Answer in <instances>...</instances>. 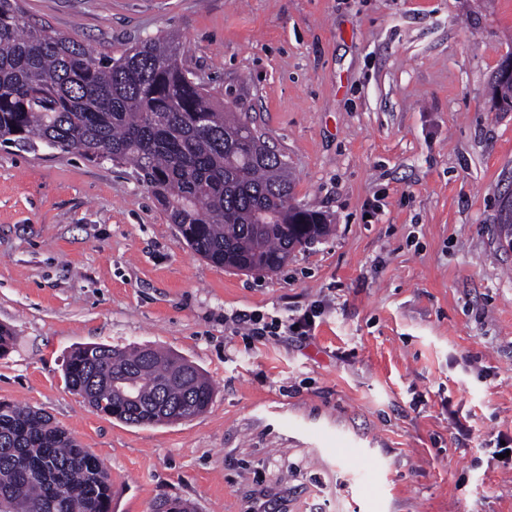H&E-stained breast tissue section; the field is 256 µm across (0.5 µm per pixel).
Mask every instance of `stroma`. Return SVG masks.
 I'll return each mask as SVG.
<instances>
[{"label": "stroma", "instance_id": "1", "mask_svg": "<svg viewBox=\"0 0 512 512\" xmlns=\"http://www.w3.org/2000/svg\"><path fill=\"white\" fill-rule=\"evenodd\" d=\"M119 56L177 39L216 104L286 155L330 230L275 273L214 265L129 166L0 145V401L104 465L112 512H512V252L497 242L512 111L491 82L512 0H22ZM317 306L307 336L288 326ZM279 324L262 339L236 312ZM175 352L199 416L134 426L69 390L79 345Z\"/></svg>", "mask_w": 512, "mask_h": 512}]
</instances>
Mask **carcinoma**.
<instances>
[{
  "instance_id": "cac0c4a2",
  "label": "carcinoma",
  "mask_w": 512,
  "mask_h": 512,
  "mask_svg": "<svg viewBox=\"0 0 512 512\" xmlns=\"http://www.w3.org/2000/svg\"><path fill=\"white\" fill-rule=\"evenodd\" d=\"M179 46L150 38L117 57L30 24L20 0H0V145L43 143L89 160L131 164L170 223L211 263L275 273L329 230L291 203L286 156L253 123L210 95L179 62ZM494 91L512 110V59ZM512 240V210L497 213ZM65 383L97 411L135 426L202 414L214 394L190 361L144 346L73 350ZM103 464L46 414L0 403V512H111ZM153 512H192L162 498Z\"/></svg>"
}]
</instances>
